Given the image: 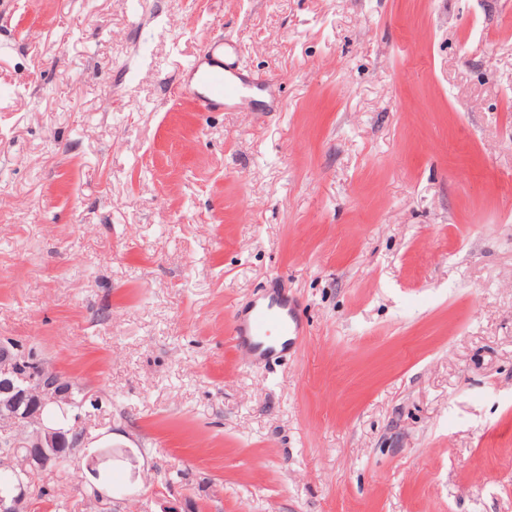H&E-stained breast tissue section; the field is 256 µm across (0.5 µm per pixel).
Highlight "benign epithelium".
<instances>
[{
	"label": "benign epithelium",
	"mask_w": 512,
	"mask_h": 512,
	"mask_svg": "<svg viewBox=\"0 0 512 512\" xmlns=\"http://www.w3.org/2000/svg\"><path fill=\"white\" fill-rule=\"evenodd\" d=\"M51 404L65 414L82 407L60 373L45 367L36 377L26 376L17 367L15 347L1 344L0 447L17 462L18 492L9 499L0 496V512H15L31 496L33 478L60 468L68 461V449L80 442L70 429L43 425L42 411Z\"/></svg>",
	"instance_id": "benign-epithelium-1"
}]
</instances>
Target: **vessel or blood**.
<instances>
[{"mask_svg":"<svg viewBox=\"0 0 512 512\" xmlns=\"http://www.w3.org/2000/svg\"><path fill=\"white\" fill-rule=\"evenodd\" d=\"M182 70L196 77L207 107L218 108L243 98L245 84L233 63L225 61L223 46L211 47L205 55L185 61ZM231 336L261 360L276 355L279 348L298 344L305 336V327L298 311L273 299L234 315Z\"/></svg>","mask_w":512,"mask_h":512,"instance_id":"vessel-or-blood-1","label":"vessel or blood"}]
</instances>
